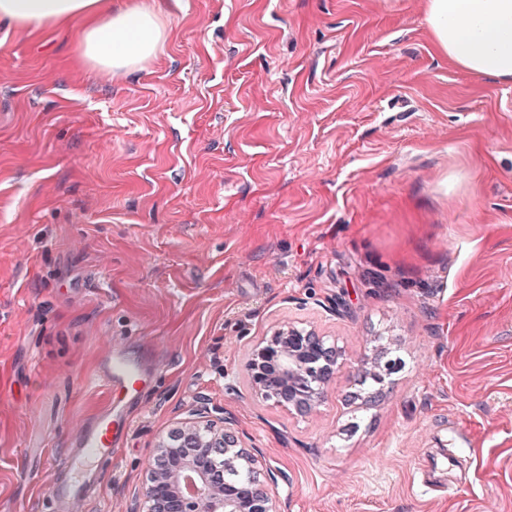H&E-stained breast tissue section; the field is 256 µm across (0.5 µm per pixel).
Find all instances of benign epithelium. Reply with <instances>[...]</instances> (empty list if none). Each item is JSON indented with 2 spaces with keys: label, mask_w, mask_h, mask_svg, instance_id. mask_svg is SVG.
Returning <instances> with one entry per match:
<instances>
[{
  "label": "benign epithelium",
  "mask_w": 512,
  "mask_h": 512,
  "mask_svg": "<svg viewBox=\"0 0 512 512\" xmlns=\"http://www.w3.org/2000/svg\"><path fill=\"white\" fill-rule=\"evenodd\" d=\"M341 359V350L327 337L284 323L252 346L245 370L256 398L309 415L324 404ZM395 370L390 360H374L366 374L381 385ZM229 467L247 472L246 482H226ZM278 478L227 419L204 403L159 438L129 512H281L274 492Z\"/></svg>",
  "instance_id": "obj_1"
}]
</instances>
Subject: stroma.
<instances>
[{
  "label": "stroma",
  "mask_w": 512,
  "mask_h": 512,
  "mask_svg": "<svg viewBox=\"0 0 512 512\" xmlns=\"http://www.w3.org/2000/svg\"><path fill=\"white\" fill-rule=\"evenodd\" d=\"M143 2L164 38L131 72L0 20V512H61L107 408L78 507L126 512L203 401L284 512H512V82L438 53L426 0ZM289 321L343 355L312 416L250 396ZM110 353L147 371L113 402ZM117 433L118 430L113 426L112 411L107 408L93 423L83 428L80 449L67 458L66 468L72 473L83 474L90 460L102 457L112 459V444L117 442Z\"/></svg>",
  "instance_id": "35a3bbf8"
}]
</instances>
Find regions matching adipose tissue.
Returning <instances> with one entry per match:
<instances>
[{
  "mask_svg": "<svg viewBox=\"0 0 512 512\" xmlns=\"http://www.w3.org/2000/svg\"><path fill=\"white\" fill-rule=\"evenodd\" d=\"M436 50L470 72L512 81V0H426ZM15 25L74 28L88 61L113 72L150 60L163 30L155 13L125 0H0Z\"/></svg>",
  "mask_w": 512,
  "mask_h": 512,
  "instance_id": "obj_1",
  "label": "adipose tissue"
}]
</instances>
